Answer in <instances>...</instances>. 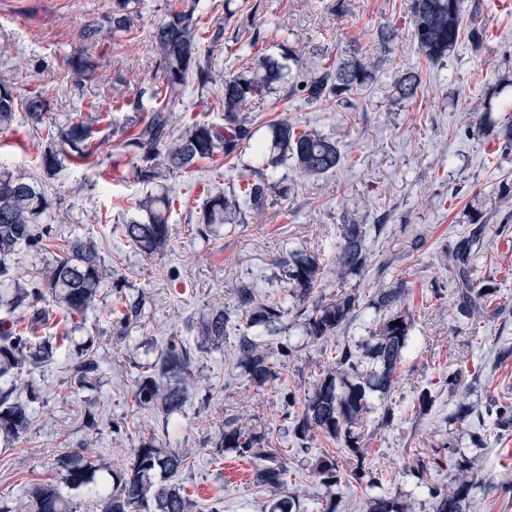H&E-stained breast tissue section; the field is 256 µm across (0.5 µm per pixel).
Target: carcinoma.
Masks as SVG:
<instances>
[{"instance_id":"obj_1","label":"carcinoma","mask_w":512,"mask_h":512,"mask_svg":"<svg viewBox=\"0 0 512 512\" xmlns=\"http://www.w3.org/2000/svg\"><path fill=\"white\" fill-rule=\"evenodd\" d=\"M139 0H112V29H127L139 17ZM190 5L170 13L160 21L153 33L159 45L164 72L155 94L176 92L196 77L205 85L212 80L209 56L202 52L204 38L201 19ZM465 0H413L411 36L418 50L430 61L448 56L461 34ZM376 61L368 56L340 58L322 67L300 85L310 102H323L349 92L371 80ZM285 65L273 56L254 60L253 68L224 77V123L195 122L182 134L171 128L170 116L162 109L155 111L132 135L128 145L142 151L146 165L135 167V176L147 181L163 172L186 170L198 161L214 160L217 155L229 156L242 147L252 150L259 162L255 179L240 195L227 196L217 192L209 196L201 210L200 232L215 231L218 224H234L249 209L258 215L271 205L272 191L288 194L282 180L275 179L279 166L292 163L301 175L319 176L333 173L343 156L338 143L315 131H301L287 120H278L269 127L263 140L254 139L252 119L245 114L247 103L285 79ZM420 79L416 72L397 76L395 90L401 100H410L418 93ZM16 97L12 89L0 84V129L10 128L15 119ZM25 110L32 124H47L49 105L40 95L30 97ZM57 137L68 145L75 162L85 161L93 149V130L83 121H74L58 130ZM172 201L166 192L149 194L136 202L139 218L121 225L123 237L144 255L163 253L171 240L169 215ZM45 197L29 177L19 173H0V308L12 314L18 309L32 311L33 319L46 315L42 304L52 300L66 315L83 317L94 309L108 270L91 242L75 238L66 250L50 261L40 277L25 285L11 272L3 259L24 246L38 242L36 224L45 212ZM483 227L476 226L445 253L444 260L457 274L454 307L478 326L488 316L492 291H483L486 284L473 277L472 259L480 244ZM364 225L351 222L339 228L336 246V274L344 276L364 268L367 260ZM291 296L306 301L321 280L319 257L306 251L291 254L286 270ZM241 306L246 308V332L239 337L237 363L250 379L263 385L276 376L275 363L258 334L249 330L267 325L283 316L280 302L260 300L254 288L238 290ZM402 286H380L371 302L384 313L374 336L366 344L370 358L378 368L367 374L350 347L335 349V366L316 380L301 402L295 415L294 433L302 444L314 437L340 441L356 457L349 476L358 481L365 474L361 434L364 414L374 393L385 394L393 386L394 374L408 347L409 325L400 309ZM357 298L342 293L329 301L321 299L307 315L306 332L316 340L326 341L353 315ZM228 317L217 309L202 327V339L224 336ZM51 336H27L25 332L0 321V432L9 437L23 434L29 427L38 400L37 390L28 376L31 368L52 363L59 357L63 341ZM82 359L73 364L79 378L97 370L96 352L87 348ZM355 375L348 379V373ZM204 378L195 374L190 350L179 340H171L165 353L143 365L135 380L134 396L144 409H154L169 417L181 412L193 392L203 386ZM221 446L233 448L238 457L254 465L257 482L271 493L268 512H299L298 500L285 491L287 466L274 453L261 448V439L254 433L233 424L224 425ZM195 455L192 448L166 450L153 440H143L134 449L130 464L120 470H109L99 452L87 442L58 455L55 475L41 478L21 496L4 499L0 512H79L71 491L84 490L95 499L96 512H194L195 503L179 482L181 472ZM315 477L325 487L327 503L321 512H336L335 489L341 486V475L333 455L325 454L316 463ZM472 489L469 469L459 467L449 478L448 486L434 491L435 512H466ZM368 512H405L397 499L381 496L371 501Z\"/></svg>"}]
</instances>
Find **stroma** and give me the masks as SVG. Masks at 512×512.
I'll return each mask as SVG.
<instances>
[{"label": "stroma", "instance_id": "35a3bbf8", "mask_svg": "<svg viewBox=\"0 0 512 512\" xmlns=\"http://www.w3.org/2000/svg\"><path fill=\"white\" fill-rule=\"evenodd\" d=\"M412 2L199 0L197 13L210 24L215 80L203 87L186 83L168 106L174 130L194 121L223 123L224 76L246 70L254 52H287L298 61L289 81L247 105L259 135L285 119L336 138L344 155L342 166L327 175L299 177L279 168L287 197L263 215H247L244 223L205 237L198 232L202 192H239L250 150L143 183L131 176L138 154L124 145L136 122L160 106L154 90L163 60L152 33L183 0H142L139 20L118 32L108 21L111 0H0V82L12 87L20 104L41 93L59 126L93 123L99 145L82 163L62 157L58 173L50 175L42 157L60 150L58 139L35 128L21 108L11 129L0 130V172L27 174L48 202L37 246L7 263L22 281L36 279L78 236L94 242L112 270L85 319H66L54 308L38 322L21 314L18 326L30 335L67 336L74 349L93 344L99 369L82 381L64 357L34 369L40 397L30 426L15 441L0 438L1 494L21 495L31 480L51 473L58 453L81 442L95 441L105 461L124 465L151 437L169 448L194 449L180 482L196 494L200 512L216 502L223 512H266L270 494L257 486L252 464L215 447L224 424L235 422L281 454L301 512H317L325 489L312 475L315 455H334L344 475L351 456L322 437L310 452L298 451L292 426L296 403L332 367L333 352L306 336L305 318L292 305L262 330L277 367L274 380L254 384L235 358L245 326L238 286L254 285L263 300H284L286 263L304 250L318 255L322 266L314 297L341 291L357 297V310L334 340L356 347L361 357L380 317L370 305L376 288L393 286L399 277L407 283L401 307L411 320L408 348L391 391L373 395L362 426L366 475L342 487L336 512H366L369 499L380 495L397 496L407 512H433V490L463 461L474 478L469 512H512V426H497L487 415L491 408L512 410V308L472 330L448 308L456 276L443 260L460 236L483 225L473 267L499 297H512V206L500 201L512 194V149L501 136L512 123V0H474L455 49L436 62L410 38ZM88 24L99 27L94 37L83 35ZM382 25L398 30L395 42H378ZM251 36L252 47L246 44ZM356 49L380 62L367 85L320 103L292 92L290 81ZM78 53L95 63L94 73L82 77L72 70ZM409 70L419 74L421 87L415 99L397 100L395 77ZM479 98L486 101L484 122L465 129L461 114ZM164 188L177 196L171 242L163 254L148 257L114 227L136 216L139 198ZM351 219L367 228V263L341 278L331 258L340 224ZM114 308L122 318L107 319ZM220 308L231 315L223 338L202 343L203 322ZM173 336L193 349L194 369L207 382L175 425L134 398L139 366L157 360ZM454 371L461 382L453 393L444 379ZM425 388L434 396L426 412L418 404ZM462 395L482 416L484 449H475L462 425L448 422ZM388 407L395 418L385 427L381 416ZM91 415L111 423V430L87 428Z\"/></svg>", "mask_w": 512, "mask_h": 512}]
</instances>
